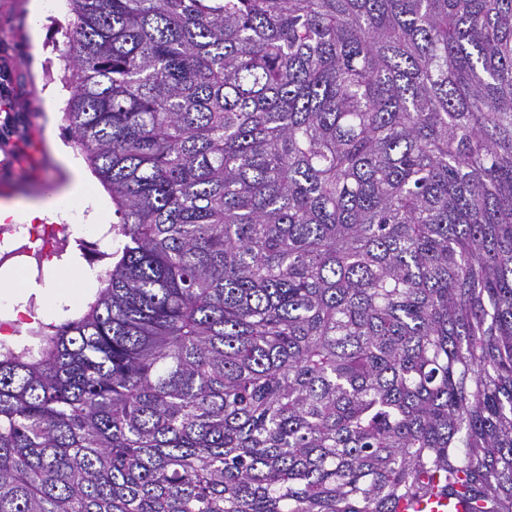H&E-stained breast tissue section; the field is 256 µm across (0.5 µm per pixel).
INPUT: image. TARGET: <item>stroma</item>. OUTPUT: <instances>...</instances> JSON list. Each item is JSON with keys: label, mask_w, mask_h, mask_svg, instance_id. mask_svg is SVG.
<instances>
[{"label": "stroma", "mask_w": 512, "mask_h": 512, "mask_svg": "<svg viewBox=\"0 0 512 512\" xmlns=\"http://www.w3.org/2000/svg\"><path fill=\"white\" fill-rule=\"evenodd\" d=\"M30 0H0V204L61 186L66 174L53 142H66L61 119L70 90L63 79L73 15L67 0L32 16ZM39 42H32V28ZM54 96L56 113L45 110Z\"/></svg>", "instance_id": "1"}]
</instances>
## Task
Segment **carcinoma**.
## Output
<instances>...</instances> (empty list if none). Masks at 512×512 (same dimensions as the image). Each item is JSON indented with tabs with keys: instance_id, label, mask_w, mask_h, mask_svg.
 <instances>
[{
	"instance_id": "cac0c4a2",
	"label": "carcinoma",
	"mask_w": 512,
	"mask_h": 512,
	"mask_svg": "<svg viewBox=\"0 0 512 512\" xmlns=\"http://www.w3.org/2000/svg\"><path fill=\"white\" fill-rule=\"evenodd\" d=\"M68 2L119 221L0 512H512V0Z\"/></svg>"
}]
</instances>
